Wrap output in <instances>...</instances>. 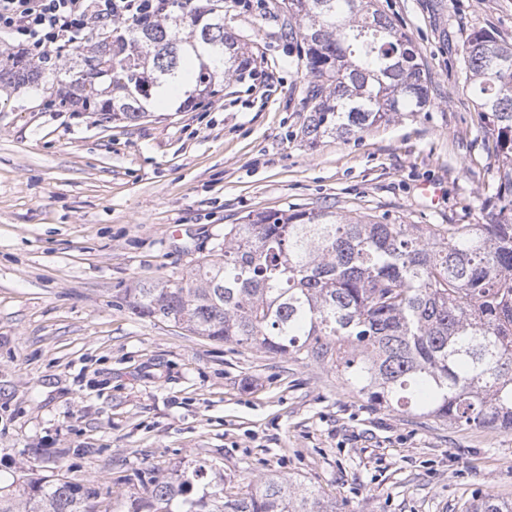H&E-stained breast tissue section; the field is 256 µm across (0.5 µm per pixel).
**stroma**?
Returning <instances> with one entry per match:
<instances>
[{
  "mask_svg": "<svg viewBox=\"0 0 512 512\" xmlns=\"http://www.w3.org/2000/svg\"><path fill=\"white\" fill-rule=\"evenodd\" d=\"M280 3L224 0L261 76L203 108L175 99L130 123L0 88V479L64 475L98 491V512L197 460L235 487L303 480L338 512L512 501V431L374 407L329 367L126 305L127 288L177 280L252 212L480 223L497 162L457 51L480 27L512 43V0H376L419 52L430 105L315 147Z\"/></svg>",
  "mask_w": 512,
  "mask_h": 512,
  "instance_id": "35a3bbf8",
  "label": "stroma"
}]
</instances>
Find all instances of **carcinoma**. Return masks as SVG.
Listing matches in <instances>:
<instances>
[{"instance_id":"1","label":"carcinoma","mask_w":512,"mask_h":512,"mask_svg":"<svg viewBox=\"0 0 512 512\" xmlns=\"http://www.w3.org/2000/svg\"><path fill=\"white\" fill-rule=\"evenodd\" d=\"M284 10L307 81L309 144L429 106L415 46L373 0H285ZM91 45L50 68L22 51L1 56L0 86L41 82L63 103L137 122L170 85L201 103L256 67L224 24V0H167L160 17L120 23ZM459 55L496 144L484 223L387 224L329 207L250 213L224 225L216 258L175 282L126 289L132 313L327 365L372 406L512 430V44L481 28ZM96 497L63 477L0 481V512H96ZM127 512H336V503L275 474L231 494L195 461L148 481ZM464 512H512V502L479 495Z\"/></svg>"}]
</instances>
